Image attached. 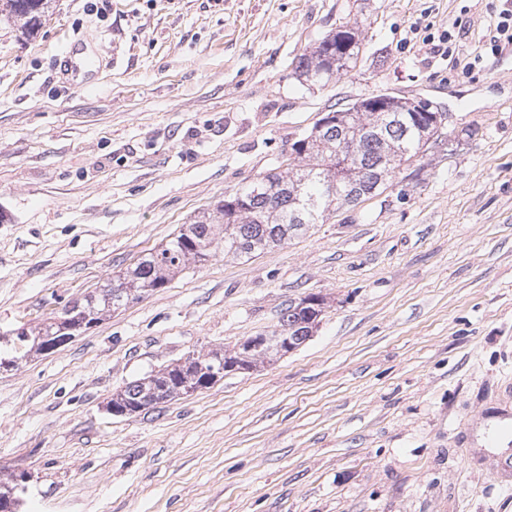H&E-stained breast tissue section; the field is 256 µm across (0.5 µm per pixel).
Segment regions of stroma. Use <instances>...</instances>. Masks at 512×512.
<instances>
[{
  "instance_id": "1",
  "label": "stroma",
  "mask_w": 512,
  "mask_h": 512,
  "mask_svg": "<svg viewBox=\"0 0 512 512\" xmlns=\"http://www.w3.org/2000/svg\"><path fill=\"white\" fill-rule=\"evenodd\" d=\"M0 22V331L38 325L276 171L380 92L448 112L382 193L268 252L219 253L0 372V481L22 512H512V45L504 0H56ZM341 25L326 85L298 61ZM451 34L447 53L425 36ZM95 65L60 73L68 46ZM291 353L142 412L108 405L190 353L281 331ZM52 0H0V19L31 35L53 14ZM353 29H339L304 53L298 62L301 75L309 82L326 84L355 63L360 47ZM339 56L338 58H336ZM345 56L344 62L341 59Z\"/></svg>"
}]
</instances>
